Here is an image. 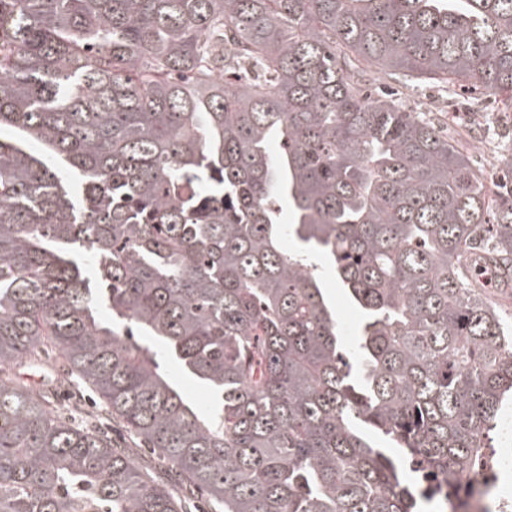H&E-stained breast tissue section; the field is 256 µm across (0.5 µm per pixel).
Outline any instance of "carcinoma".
Here are the masks:
<instances>
[{"label": "carcinoma", "mask_w": 512, "mask_h": 512, "mask_svg": "<svg viewBox=\"0 0 512 512\" xmlns=\"http://www.w3.org/2000/svg\"><path fill=\"white\" fill-rule=\"evenodd\" d=\"M368 68L512 89V0H0V512H415L399 463L473 471L512 391L484 295L512 190L472 119ZM311 253L364 312L357 370ZM41 346L177 490L9 374ZM364 81L372 88L383 87L386 84L398 96L401 101L410 111L421 112L429 119L438 121H445L448 112L454 110L460 112L465 111L471 104V99L466 95L461 96L458 94H451L438 91L433 88L428 82L422 81H399L397 79H386L385 81H378L376 75L367 73L364 76ZM162 366L173 376V380L182 388L185 395L196 402L203 403L206 392L203 388L183 377L177 366L169 361H162Z\"/></svg>", "instance_id": "cac0c4a2"}]
</instances>
